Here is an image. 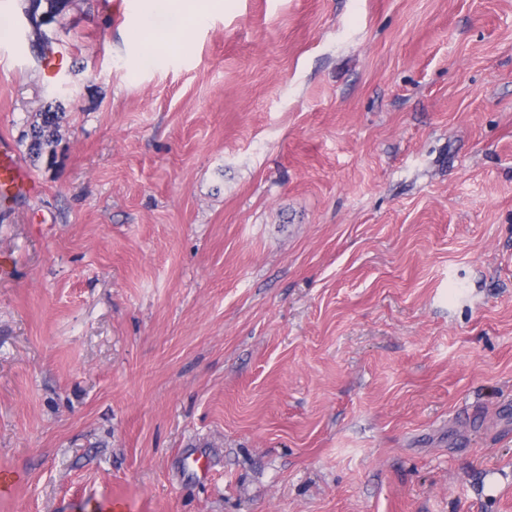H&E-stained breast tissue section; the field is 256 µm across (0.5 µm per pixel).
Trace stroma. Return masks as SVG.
I'll use <instances>...</instances> for the list:
<instances>
[{
    "instance_id": "obj_1",
    "label": "stroma",
    "mask_w": 512,
    "mask_h": 512,
    "mask_svg": "<svg viewBox=\"0 0 512 512\" xmlns=\"http://www.w3.org/2000/svg\"><path fill=\"white\" fill-rule=\"evenodd\" d=\"M136 5L0 0V512H512V0ZM152 2L163 4L166 7V11L168 12L171 11L167 6L169 4L176 3L178 5V10L176 13H171L176 15L180 21L188 20L192 24L197 25L200 24L205 18V13L198 7V3L200 2L199 0H164ZM57 115L54 112H45L41 117V123L34 125L31 129V150L37 154L41 153L50 145L49 139L50 128L53 127ZM37 188L36 182L23 168L13 150L0 144V197L32 194Z\"/></svg>"
}]
</instances>
